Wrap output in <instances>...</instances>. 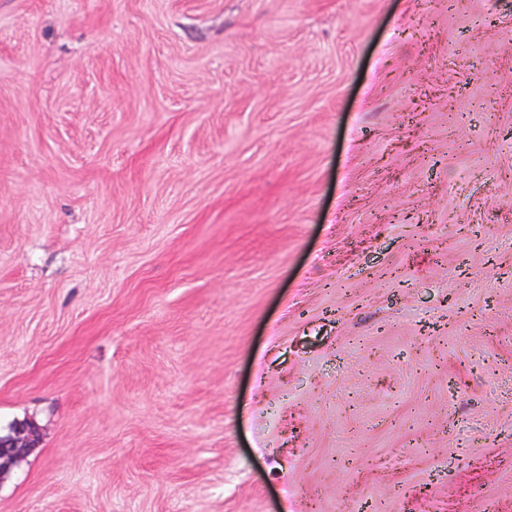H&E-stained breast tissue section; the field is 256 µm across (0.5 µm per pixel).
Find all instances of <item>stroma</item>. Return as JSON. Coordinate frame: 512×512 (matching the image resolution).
I'll list each match as a JSON object with an SVG mask.
<instances>
[{"label":"stroma","instance_id":"35a3bbf8","mask_svg":"<svg viewBox=\"0 0 512 512\" xmlns=\"http://www.w3.org/2000/svg\"><path fill=\"white\" fill-rule=\"evenodd\" d=\"M0 512H512V0H0ZM36 445V432L27 422L17 423L10 434L0 436V476L27 457Z\"/></svg>","mask_w":512,"mask_h":512}]
</instances>
